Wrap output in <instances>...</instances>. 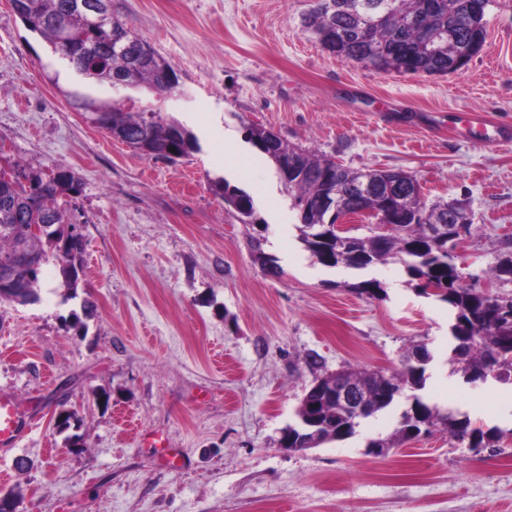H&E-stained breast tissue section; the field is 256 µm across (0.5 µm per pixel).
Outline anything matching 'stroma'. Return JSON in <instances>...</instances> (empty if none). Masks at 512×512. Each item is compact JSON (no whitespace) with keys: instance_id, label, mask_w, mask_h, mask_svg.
I'll list each match as a JSON object with an SVG mask.
<instances>
[{"instance_id":"stroma-1","label":"stroma","mask_w":512,"mask_h":512,"mask_svg":"<svg viewBox=\"0 0 512 512\" xmlns=\"http://www.w3.org/2000/svg\"><path fill=\"white\" fill-rule=\"evenodd\" d=\"M310 4L112 0L178 75L162 111L199 149L171 163L87 123L77 94L111 89L88 84L0 0V147L30 171L74 173L85 241L76 297L49 264L39 303L0 302V389L35 420L0 455V491L18 512H512V385L465 382L447 304L410 287L399 261L318 263L273 165L246 139L261 125L353 169L413 172L427 203L468 202L457 268L511 296L512 278L488 272L512 254V143L492 140L494 125L512 126V0H491L486 51L446 76L327 53L301 27ZM469 112L486 126L456 134ZM218 179L252 197L256 225L225 206ZM367 279L382 298L350 291ZM86 299L97 314L74 324ZM421 342L432 354L421 397L501 429L498 447L435 430L368 454L369 439L393 433V407L347 439L281 448L317 379L400 373ZM65 409L76 417L61 433L53 418Z\"/></svg>"}]
</instances>
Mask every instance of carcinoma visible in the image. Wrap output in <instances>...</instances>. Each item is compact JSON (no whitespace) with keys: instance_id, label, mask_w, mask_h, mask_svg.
Instances as JSON below:
<instances>
[{"instance_id":"cac0c4a2","label":"carcinoma","mask_w":512,"mask_h":512,"mask_svg":"<svg viewBox=\"0 0 512 512\" xmlns=\"http://www.w3.org/2000/svg\"><path fill=\"white\" fill-rule=\"evenodd\" d=\"M20 5L21 19L28 28L43 37L57 54L66 50L60 39L56 21L64 20L76 34L83 36L82 45L76 48L78 58L74 70L98 84H112L125 79L131 84V91L149 89L160 95L175 92V70L171 63L157 52L150 57L135 59L137 45L144 42L126 24L115 21L130 39L126 51L113 47L109 36L103 31H94L87 26L82 4L88 0H16ZM362 0H339V10L331 15L322 6V0H313L312 7L302 18V29L316 41L326 27L336 24L345 29L359 25ZM393 18L370 29L372 44L390 51L401 45L403 55L420 57L422 50L439 55L434 61L421 64L420 74H448V57L455 54L457 45L471 34L467 25L475 30L486 28L484 17L470 16L471 0H394ZM345 57L376 70L400 71V67L385 62L380 64L375 57L361 50L350 49ZM83 107L99 119V127L112 132L118 128L123 132V142L135 148L144 128H149L154 156L167 157L175 150L183 158L198 149L196 136L176 120H168L161 111L152 108L136 109L124 104V99L101 103L86 96ZM273 137L271 130L262 126L247 128V139L265 155L275 169L282 168V161L292 155L300 164L320 172L336 168V182L339 189L353 205L351 213L380 211L394 218V226L380 236H350L347 239L325 236L318 238L310 230L312 224H325L329 216L316 208V201L322 191L314 180L301 179L283 183L292 209L307 205L308 213L298 227L299 239L304 248L316 261L324 266L344 265L353 269H366L389 259L398 260L414 283V288L425 295H432L445 302L453 313L450 326L453 341L452 361L457 365L468 383L487 380L492 375L503 383H512V297H500L463 282L454 257L448 248V241L439 236L435 225L448 223L456 205L448 202L427 204L422 196L409 195L402 201L385 196L366 197L353 190L354 183L369 173L376 179L395 176L402 182L411 183L417 177L411 173L395 170L372 169L352 170L324 155L291 145L276 137L274 149L264 148ZM13 167L20 177L18 189H0V262L12 258L23 246L29 244L38 250L42 265L54 262L62 277L65 288L71 296H77L82 282L84 246L70 241L67 226L70 214L67 205L69 196H76L82 190V183L68 170H62L63 178L54 188H48L38 195L37 204L27 203L24 179L43 181L38 173L26 171L18 163ZM216 192L224 203L245 218H254L252 198L245 191L228 182H216ZM49 218L57 220L54 234L39 243L29 242V228L43 224ZM31 275V288L17 292L0 285V301L7 300L21 305L34 304L40 300L38 284L41 271L20 272V276ZM352 290L368 299L381 296L384 289L375 280H364L352 285ZM428 356L426 344L413 345L408 364L397 375H386L380 371L353 369L349 378L366 389L373 396V410L376 414L393 404L405 388L420 390L424 387L425 361ZM411 403L400 416L399 428L389 438H373L369 445L378 448H396L418 436L420 432H431L436 428L458 441L468 442L471 448H494L500 441L495 428L484 431L471 426L470 418L458 411L442 410L430 405L416 394L410 396ZM302 413L318 419L319 443L330 442L356 431L360 417L336 407V402L325 394H309L302 405Z\"/></svg>"}]
</instances>
